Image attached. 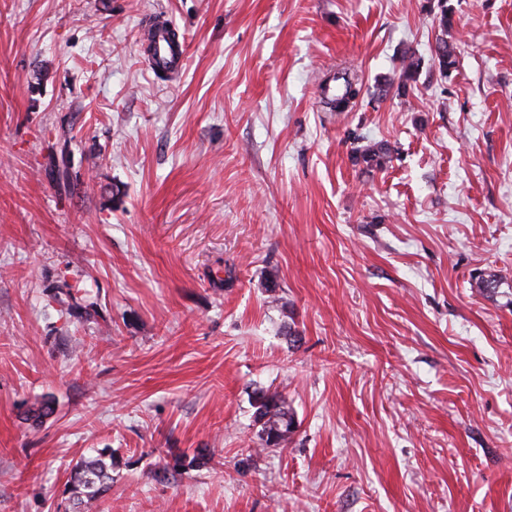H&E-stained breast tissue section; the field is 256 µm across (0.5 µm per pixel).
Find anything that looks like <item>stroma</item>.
<instances>
[{
    "mask_svg": "<svg viewBox=\"0 0 512 512\" xmlns=\"http://www.w3.org/2000/svg\"><path fill=\"white\" fill-rule=\"evenodd\" d=\"M448 4L444 77L427 0H0V512H512V0ZM162 28L157 33L154 43L155 65L153 68L161 70H180L187 59V45L184 40L176 38L173 42L170 38L169 23L160 21ZM333 79L342 80V85L331 98L326 97L325 104L331 112H346L351 109L361 93V83L355 74L348 72H337ZM356 160L365 165L366 170L383 169L391 161V149L386 143L372 144L356 149ZM256 419L262 423V441L267 447L278 446L296 428L294 413L278 393L262 394L256 400ZM109 456L110 465L104 458ZM112 453L106 455L101 452L96 457L82 460L76 465L72 476L74 492L77 498L85 496L88 500L98 499L104 495L111 487L112 475Z\"/></svg>",
    "mask_w": 512,
    "mask_h": 512,
    "instance_id": "obj_1",
    "label": "stroma"
}]
</instances>
